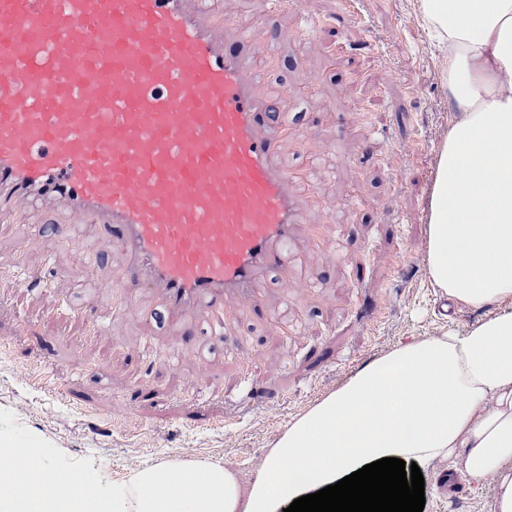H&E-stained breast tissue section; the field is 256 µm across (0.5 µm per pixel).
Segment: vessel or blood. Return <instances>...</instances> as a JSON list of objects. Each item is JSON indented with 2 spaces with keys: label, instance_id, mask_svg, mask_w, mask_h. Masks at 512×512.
Wrapping results in <instances>:
<instances>
[{
  "label": "vessel or blood",
  "instance_id": "vessel-or-blood-1",
  "mask_svg": "<svg viewBox=\"0 0 512 512\" xmlns=\"http://www.w3.org/2000/svg\"><path fill=\"white\" fill-rule=\"evenodd\" d=\"M217 0H0V225L20 202L90 215L171 322L223 337L230 303L268 317L287 277L306 168L250 76L261 27Z\"/></svg>",
  "mask_w": 512,
  "mask_h": 512
}]
</instances>
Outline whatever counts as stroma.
I'll use <instances>...</instances> for the list:
<instances>
[{
    "mask_svg": "<svg viewBox=\"0 0 512 512\" xmlns=\"http://www.w3.org/2000/svg\"><path fill=\"white\" fill-rule=\"evenodd\" d=\"M221 7L270 35L251 61L294 129L279 164L323 167L292 242L311 280L265 279L277 322L245 305L232 311L231 338L257 354L250 379L195 316L172 328L152 316L148 289L123 293L121 258L86 216L24 205L15 233L0 235V437L40 440V459L68 463L104 492L133 466L161 460H225L249 473L293 417L400 340L462 331L486 315L441 312L427 272L429 198L452 114L417 0H356L347 12L339 0ZM61 224L86 230L66 238ZM30 270L39 287L24 283ZM380 295L390 304L378 320ZM94 322L103 341L81 342ZM147 344L146 362L135 361Z\"/></svg>",
    "mask_w": 512,
    "mask_h": 512,
    "instance_id": "35a3bbf8",
    "label": "stroma"
}]
</instances>
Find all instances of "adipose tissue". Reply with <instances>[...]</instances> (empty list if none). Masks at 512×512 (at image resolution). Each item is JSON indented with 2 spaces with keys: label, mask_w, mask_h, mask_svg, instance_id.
Wrapping results in <instances>:
<instances>
[{
  "label": "adipose tissue",
  "mask_w": 512,
  "mask_h": 512,
  "mask_svg": "<svg viewBox=\"0 0 512 512\" xmlns=\"http://www.w3.org/2000/svg\"><path fill=\"white\" fill-rule=\"evenodd\" d=\"M439 44L455 116L439 152L427 226L432 282L489 309L464 332L401 340L295 416L249 476L231 465L134 468L87 512H285L374 461L492 486L512 512V0H418ZM77 475L0 470V512H74Z\"/></svg>",
  "instance_id": "adipose-tissue-1"
}]
</instances>
